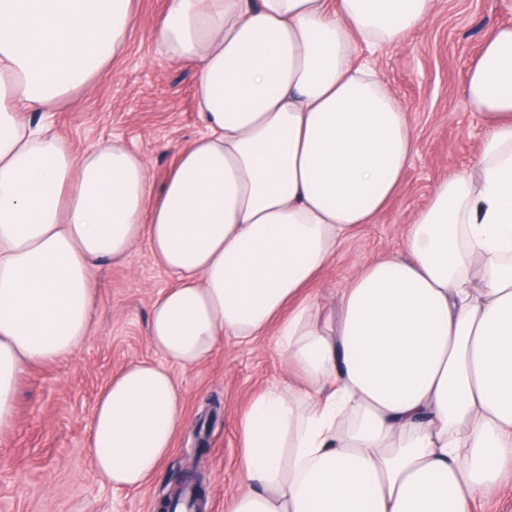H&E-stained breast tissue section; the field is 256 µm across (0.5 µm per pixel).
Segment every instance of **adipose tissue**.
<instances>
[{
  "instance_id": "adipose-tissue-1",
  "label": "adipose tissue",
  "mask_w": 512,
  "mask_h": 512,
  "mask_svg": "<svg viewBox=\"0 0 512 512\" xmlns=\"http://www.w3.org/2000/svg\"><path fill=\"white\" fill-rule=\"evenodd\" d=\"M435 0H166L160 52L196 65L200 135L161 186L121 140L74 151L52 113L122 53L131 0H0V432L28 365L94 331L92 270L139 242L174 284L154 356L99 394L86 449L115 490L146 486L186 422L171 365L275 329L300 383L239 420L228 512H475L512 469V26L466 73L487 127L437 183L404 249L307 298L339 245L400 189L409 115L374 52Z\"/></svg>"
}]
</instances>
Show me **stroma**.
<instances>
[{"instance_id": "obj_1", "label": "stroma", "mask_w": 512, "mask_h": 512, "mask_svg": "<svg viewBox=\"0 0 512 512\" xmlns=\"http://www.w3.org/2000/svg\"><path fill=\"white\" fill-rule=\"evenodd\" d=\"M165 0H132L127 47L81 89L74 105L53 116L74 149L118 137L145 158L154 184L167 178L178 150L198 136L196 71L155 46ZM512 24V0H435L427 20L402 43L382 50V78L408 111L414 152L401 190L374 223L344 241L312 295L333 303L357 264L403 247V226L425 208L434 185L470 170L484 133L463 93L467 66L500 25ZM96 331L74 356L27 369L20 380L13 429L0 433V512H157L155 505L186 467L195 466L207 512H226L238 487L239 417L249 400L286 375L273 334L254 341L224 337L204 364L171 372L187 422L175 449L141 490L101 483L85 454L96 398L125 364L152 358L145 328L153 299L172 286L146 245L124 263L94 270Z\"/></svg>"}]
</instances>
